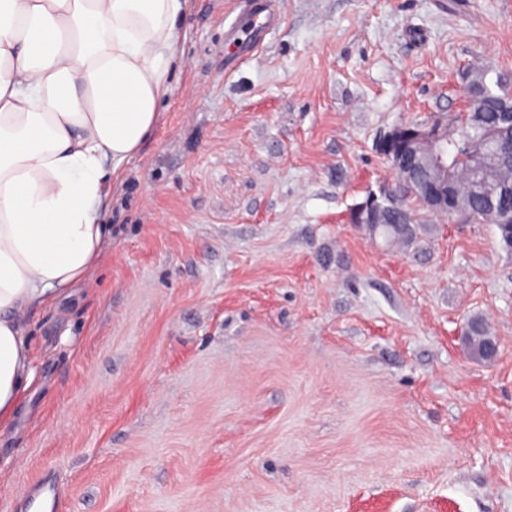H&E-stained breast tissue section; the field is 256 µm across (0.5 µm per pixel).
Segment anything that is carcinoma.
<instances>
[{
	"instance_id": "carcinoma-1",
	"label": "carcinoma",
	"mask_w": 512,
	"mask_h": 512,
	"mask_svg": "<svg viewBox=\"0 0 512 512\" xmlns=\"http://www.w3.org/2000/svg\"><path fill=\"white\" fill-rule=\"evenodd\" d=\"M491 70L481 69L468 75V84L482 85L483 96L469 99L472 116L468 126H460L455 116L448 118V162L456 177L448 191L457 198L460 208L448 217H462L497 227L501 240L512 248V125L500 116L512 108V84L501 76L490 79ZM399 203L412 218L409 224H376L372 231L385 240H409L415 234L417 202L425 197L423 178L400 177L395 185ZM467 349L480 352L489 334L479 319L463 330Z\"/></svg>"
}]
</instances>
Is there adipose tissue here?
<instances>
[{"label":"adipose tissue","instance_id":"1","mask_svg":"<svg viewBox=\"0 0 512 512\" xmlns=\"http://www.w3.org/2000/svg\"><path fill=\"white\" fill-rule=\"evenodd\" d=\"M187 0H0V437L34 381L29 316L87 280L100 213L157 125Z\"/></svg>","mask_w":512,"mask_h":512}]
</instances>
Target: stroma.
<instances>
[{
  "label": "stroma",
  "instance_id": "1",
  "mask_svg": "<svg viewBox=\"0 0 512 512\" xmlns=\"http://www.w3.org/2000/svg\"><path fill=\"white\" fill-rule=\"evenodd\" d=\"M188 0L156 130L113 182L112 239L30 315L35 381L0 443V512H512V248L420 212L349 213L398 174L400 123L512 80V0ZM483 320L498 356H470Z\"/></svg>",
  "mask_w": 512,
  "mask_h": 512
}]
</instances>
